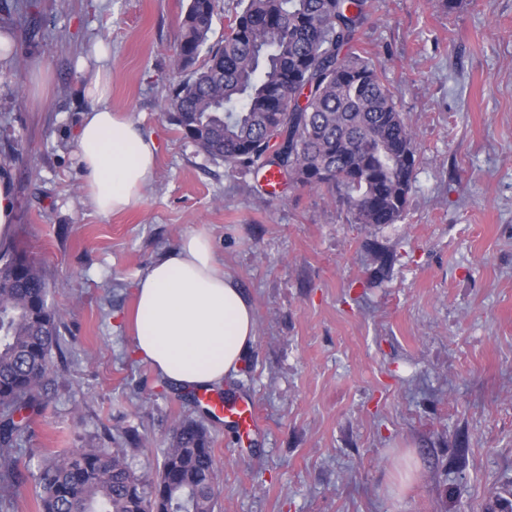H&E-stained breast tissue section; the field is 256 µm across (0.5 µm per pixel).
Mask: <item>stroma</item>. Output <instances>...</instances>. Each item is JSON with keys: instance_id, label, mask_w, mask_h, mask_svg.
<instances>
[{"instance_id": "obj_1", "label": "stroma", "mask_w": 512, "mask_h": 512, "mask_svg": "<svg viewBox=\"0 0 512 512\" xmlns=\"http://www.w3.org/2000/svg\"><path fill=\"white\" fill-rule=\"evenodd\" d=\"M0 169L63 313L68 371L19 455L12 512H39L42 455L128 448L159 465L177 421L212 440L217 512H500L512 501V0H372L358 45L415 129L398 223H355L341 198L198 154L162 117L188 0H7ZM110 52V104L159 145L136 210L102 215L77 165L85 72ZM49 89L31 102L34 67ZM21 142L20 156L7 145ZM206 232L250 297L256 341L224 390L253 402L251 440L166 387L132 354L131 284Z\"/></svg>"}]
</instances>
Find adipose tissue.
I'll list each match as a JSON object with an SVG mask.
<instances>
[{
  "mask_svg": "<svg viewBox=\"0 0 512 512\" xmlns=\"http://www.w3.org/2000/svg\"><path fill=\"white\" fill-rule=\"evenodd\" d=\"M96 62L76 155L93 207L111 215L142 205L159 147L152 134L113 112L107 52L97 53ZM133 295V354L171 387L220 386L238 373L255 343L253 305L204 234L185 235L162 253L135 279Z\"/></svg>",
  "mask_w": 512,
  "mask_h": 512,
  "instance_id": "ef3b65f1",
  "label": "adipose tissue"
}]
</instances>
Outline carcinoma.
<instances>
[{
    "mask_svg": "<svg viewBox=\"0 0 512 512\" xmlns=\"http://www.w3.org/2000/svg\"><path fill=\"white\" fill-rule=\"evenodd\" d=\"M369 0H236L210 41L216 0H188L173 62L190 75L161 114L214 162L274 170L291 185L343 198L357 224L402 219L416 174V133L376 64L355 47ZM28 245L0 251V481L21 478L15 420L64 377L63 315ZM213 448L204 426L173 430L155 478L125 448H73L43 460L41 512H216Z\"/></svg>",
    "mask_w": 512,
    "mask_h": 512,
    "instance_id": "cac0c4a2",
    "label": "carcinoma"
}]
</instances>
